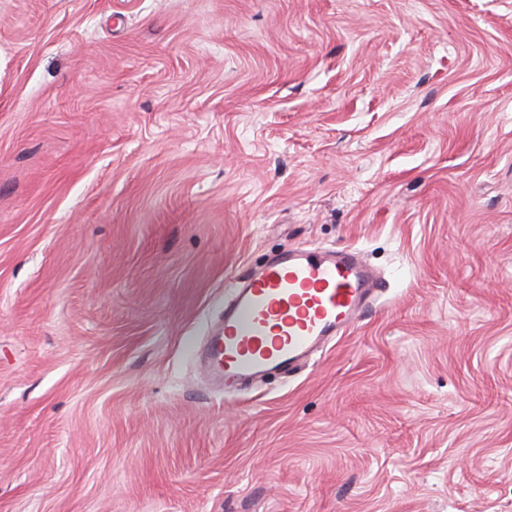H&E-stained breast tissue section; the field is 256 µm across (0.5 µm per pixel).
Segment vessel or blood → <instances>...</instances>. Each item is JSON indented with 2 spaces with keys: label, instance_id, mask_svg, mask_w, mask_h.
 <instances>
[{
  "label": "vessel or blood",
  "instance_id": "vessel-or-blood-1",
  "mask_svg": "<svg viewBox=\"0 0 512 512\" xmlns=\"http://www.w3.org/2000/svg\"><path fill=\"white\" fill-rule=\"evenodd\" d=\"M386 286L352 247H297L269 258L236 285L200 357L213 382L233 387L295 369L349 333Z\"/></svg>",
  "mask_w": 512,
  "mask_h": 512
}]
</instances>
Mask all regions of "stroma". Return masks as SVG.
Segmentation results:
<instances>
[{
    "label": "stroma",
    "instance_id": "obj_1",
    "mask_svg": "<svg viewBox=\"0 0 512 512\" xmlns=\"http://www.w3.org/2000/svg\"><path fill=\"white\" fill-rule=\"evenodd\" d=\"M295 246L387 292L224 395ZM0 512H512V0H0Z\"/></svg>",
    "mask_w": 512,
    "mask_h": 512
}]
</instances>
